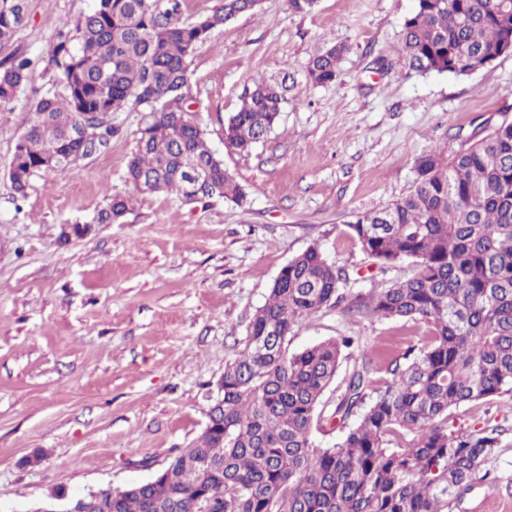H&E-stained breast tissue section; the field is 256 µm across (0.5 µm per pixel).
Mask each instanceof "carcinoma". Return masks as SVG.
Segmentation results:
<instances>
[{
  "label": "carcinoma",
  "instance_id": "cac0c4a2",
  "mask_svg": "<svg viewBox=\"0 0 512 512\" xmlns=\"http://www.w3.org/2000/svg\"><path fill=\"white\" fill-rule=\"evenodd\" d=\"M260 0H221L186 17L181 0H97L68 31L59 30L46 67L67 97L35 103L6 174L24 194L39 172L63 173L112 136V113L133 101L148 108L127 179L143 193L188 199L186 171L205 167L201 200H246L244 188L185 117L181 102L196 46L224 23L255 13ZM28 0H0V45L27 16ZM512 46V0H417L401 33L410 69L471 75ZM344 47L316 56L307 79L336 80ZM30 61L0 63V112L28 79ZM287 78L261 82L224 123V144L247 152L271 131ZM408 195L349 224L361 250L382 265L406 261L414 275L348 301V271L312 246L279 271L253 316L244 349L216 383L224 409L144 483L100 490L95 512H453L500 444L496 428L448 430V412L512 393V122L467 148L431 150L415 161ZM128 200L113 195L96 223L118 220ZM380 319L422 321L423 345L391 360L373 386L359 354L330 419L343 429L323 448L310 429L354 339H328L288 351L298 320L331 304ZM356 421L349 425L351 417Z\"/></svg>",
  "mask_w": 512,
  "mask_h": 512
}]
</instances>
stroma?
Listing matches in <instances>:
<instances>
[{"mask_svg": "<svg viewBox=\"0 0 512 512\" xmlns=\"http://www.w3.org/2000/svg\"><path fill=\"white\" fill-rule=\"evenodd\" d=\"M94 4L29 0L23 26L0 46V59L35 62L0 112V512H31L58 489L78 497L150 479L201 434L215 384L288 260L320 247L360 274L353 289L363 293L411 277L409 262L371 264L351 235L354 215L408 194L422 153H455L512 121V56L467 77L404 65L399 38L416 0H316L306 13L262 0L259 15L196 47L183 102L246 203H188L127 182L141 106L113 113V135L71 173H39L17 194L4 170L34 103L66 93L39 60L62 22ZM334 45L346 48L335 81H307L309 61ZM286 72L296 83L266 139L247 153L225 147L224 122L244 90ZM113 195L129 201L118 222L61 241ZM428 334L422 322L325 307L294 325L288 348L351 336L399 356ZM448 426L503 430L487 478L456 512H512V393L452 409Z\"/></svg>", "mask_w": 512, "mask_h": 512, "instance_id": "1", "label": "stroma"}]
</instances>
